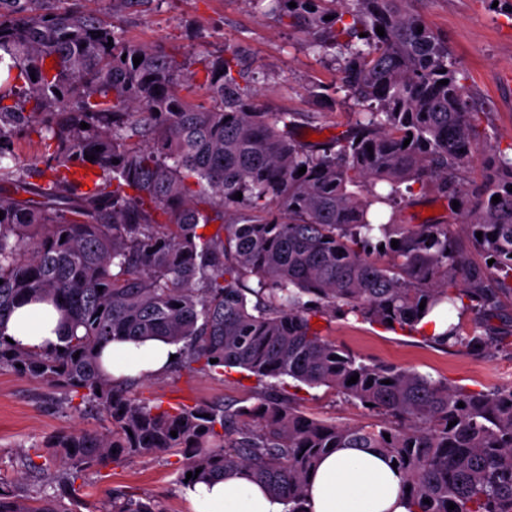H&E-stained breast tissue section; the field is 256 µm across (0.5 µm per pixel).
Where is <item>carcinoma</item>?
I'll use <instances>...</instances> for the list:
<instances>
[{
    "instance_id": "obj_1",
    "label": "carcinoma",
    "mask_w": 512,
    "mask_h": 512,
    "mask_svg": "<svg viewBox=\"0 0 512 512\" xmlns=\"http://www.w3.org/2000/svg\"><path fill=\"white\" fill-rule=\"evenodd\" d=\"M252 2L336 61L339 88L359 112L329 141H297L295 113L260 107L256 72L238 49L191 71L76 3L0 0V323L38 300L64 309L70 326L62 352L0 340V368L60 391L66 413L99 423L55 437L52 472L21 460L16 477L0 481V512H78L65 500L77 503L88 470L159 455L178 457L182 484L246 470L288 512H309L307 475L336 448H375L396 461L411 512H512V386L471 391L369 361L312 324L351 314L415 329L459 301L479 321L430 341L485 350L487 322L512 297V152L488 147V174L475 187L459 177L477 159L479 113L448 41L412 0ZM196 88L204 100L180 95ZM23 133L38 135L44 167L18 168ZM427 189L463 219L483 263L466 261L447 224L369 219L372 206L395 209ZM156 336L182 344L176 372H250L258 403L165 408L139 396L144 378L101 372V343ZM282 377L386 420L311 417ZM84 508L162 512L153 496L121 489Z\"/></svg>"
}]
</instances>
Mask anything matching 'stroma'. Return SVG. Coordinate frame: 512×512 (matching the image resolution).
I'll use <instances>...</instances> for the list:
<instances>
[{"instance_id":"obj_1","label":"stroma","mask_w":512,"mask_h":512,"mask_svg":"<svg viewBox=\"0 0 512 512\" xmlns=\"http://www.w3.org/2000/svg\"><path fill=\"white\" fill-rule=\"evenodd\" d=\"M414 9L446 36L448 47L463 71L462 83L481 111L480 129L488 143L512 146V0H415ZM112 23L135 42L155 45L198 63L225 47H238L247 65L259 73L258 101L268 112L298 115L293 135L337 133L352 122L357 105L338 93L336 105L321 108L311 91L336 82L332 63L309 45L308 37L278 18L258 15L251 0H149L135 11L112 14ZM325 336L367 359L410 367L449 384L470 390L512 385V300L491 322L497 341L483 354L465 348L440 347L427 337L405 330L336 317L321 320ZM304 411L340 425L376 422V415L347 401L327 387H309L288 380ZM260 390L255 377L231 371L223 378L189 377L174 373L144 382L139 392L151 402L251 406ZM50 389L29 376L0 369V478H13L20 458L39 453L52 458L48 441L69 430L75 420L51 404ZM148 492L163 512H191L177 473L166 456L138 457L88 471L80 489L90 503L105 490Z\"/></svg>"}]
</instances>
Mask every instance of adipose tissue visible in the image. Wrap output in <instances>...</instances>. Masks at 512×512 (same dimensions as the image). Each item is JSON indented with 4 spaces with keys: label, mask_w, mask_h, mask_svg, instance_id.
Returning a JSON list of instances; mask_svg holds the SVG:
<instances>
[{
    "label": "adipose tissue",
    "mask_w": 512,
    "mask_h": 512,
    "mask_svg": "<svg viewBox=\"0 0 512 512\" xmlns=\"http://www.w3.org/2000/svg\"><path fill=\"white\" fill-rule=\"evenodd\" d=\"M61 311L49 302H26L0 323V336L14 346L49 352L64 343ZM179 345L163 339L112 340L101 349L103 371L113 379L165 375ZM404 478L378 450L339 448L325 455L307 485L312 512H410ZM192 512H285L286 504L268 493L249 472L241 471L185 490Z\"/></svg>",
    "instance_id": "obj_1"
}]
</instances>
